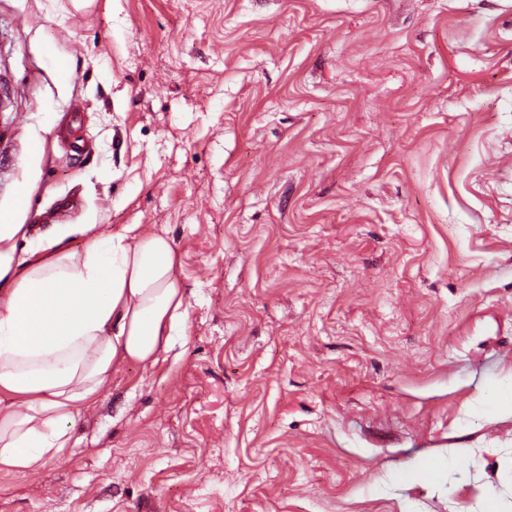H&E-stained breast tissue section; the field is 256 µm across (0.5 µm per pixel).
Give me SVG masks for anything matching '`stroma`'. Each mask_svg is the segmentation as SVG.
Listing matches in <instances>:
<instances>
[{"label": "stroma", "mask_w": 512, "mask_h": 512, "mask_svg": "<svg viewBox=\"0 0 512 512\" xmlns=\"http://www.w3.org/2000/svg\"><path fill=\"white\" fill-rule=\"evenodd\" d=\"M0 81L19 250L187 302L0 512H512V0H0Z\"/></svg>", "instance_id": "stroma-1"}]
</instances>
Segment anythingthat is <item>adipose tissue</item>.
Segmentation results:
<instances>
[{
	"label": "adipose tissue",
	"mask_w": 512,
	"mask_h": 512,
	"mask_svg": "<svg viewBox=\"0 0 512 512\" xmlns=\"http://www.w3.org/2000/svg\"><path fill=\"white\" fill-rule=\"evenodd\" d=\"M0 215V469L37 472L69 447V426L129 363L166 359L185 322L180 263L167 236L133 224L79 225L24 259L25 210Z\"/></svg>",
	"instance_id": "obj_1"
}]
</instances>
